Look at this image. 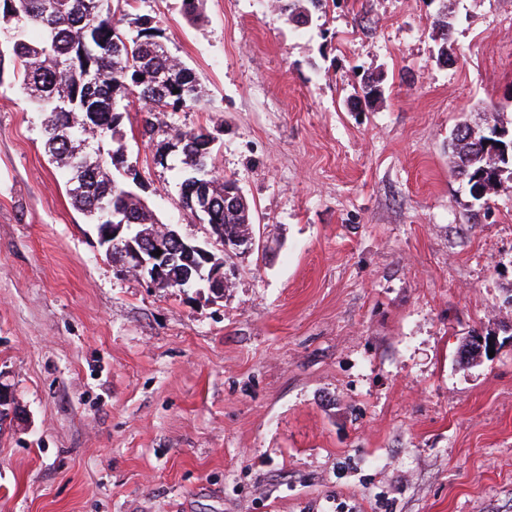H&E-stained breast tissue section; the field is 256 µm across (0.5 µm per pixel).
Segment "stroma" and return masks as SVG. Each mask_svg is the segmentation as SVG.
Masks as SVG:
<instances>
[{
	"label": "stroma",
	"instance_id": "stroma-1",
	"mask_svg": "<svg viewBox=\"0 0 512 512\" xmlns=\"http://www.w3.org/2000/svg\"><path fill=\"white\" fill-rule=\"evenodd\" d=\"M201 10L136 12L202 88L163 122L213 133L259 227L214 248L220 301L116 271L0 73V379L24 409L0 512H512V181L478 201L448 163L459 122L512 131V0H323L302 28L273 0ZM143 119L106 149L205 241ZM474 334L491 353L464 355Z\"/></svg>",
	"mask_w": 512,
	"mask_h": 512
}]
</instances>
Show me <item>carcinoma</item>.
<instances>
[{"mask_svg":"<svg viewBox=\"0 0 512 512\" xmlns=\"http://www.w3.org/2000/svg\"><path fill=\"white\" fill-rule=\"evenodd\" d=\"M323 0H277L288 22L306 26ZM136 0H0V19L15 22L9 58L0 54V72L9 61L19 75L31 106L48 113L44 150L66 178L73 204L93 217L98 231L112 227V213L122 212L135 238L153 230L136 170L124 165L122 148L108 154L119 177L105 171L102 143L116 139L122 112L139 105L148 114L144 132L162 138L163 148L185 156L192 173L181 182L187 198L197 182L214 184L216 202L210 223L223 232L246 234L252 211L224 212V180L213 165V139L204 128L167 131L152 120L156 112H180L200 102L202 90L191 70L174 59L163 32L146 15H132ZM467 134L452 137L449 161L454 173L471 180L486 161L481 157V130L460 123Z\"/></svg>","mask_w":512,"mask_h":512,"instance_id":"1","label":"carcinoma"}]
</instances>
